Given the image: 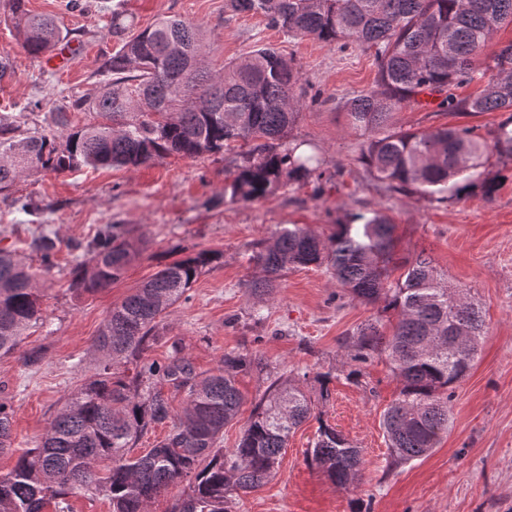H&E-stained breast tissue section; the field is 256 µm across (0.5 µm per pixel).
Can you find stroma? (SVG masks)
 <instances>
[{
	"instance_id": "35a3bbf8",
	"label": "stroma",
	"mask_w": 512,
	"mask_h": 512,
	"mask_svg": "<svg viewBox=\"0 0 512 512\" xmlns=\"http://www.w3.org/2000/svg\"><path fill=\"white\" fill-rule=\"evenodd\" d=\"M83 2L78 10L70 9L69 0L28 4L68 30L77 51L62 70L29 56L12 27L0 23V60L9 64L0 78V108L20 112L34 104L44 117L74 98L97 94L104 83L102 55L116 48L108 35L113 8L126 13L134 34L159 17L178 15L205 30L214 72L268 46L321 91L324 104L304 105L289 139L324 160L330 179L319 198L311 187L288 186L251 203H232L224 199V181L236 156L224 153L197 160L173 155L134 171L39 173L20 180L15 194L31 197L40 215L31 219L0 199V248L26 254L41 223L56 232L59 252L56 267L41 282L44 321L23 342L42 351L41 364L26 366L16 355L0 358V403L13 411L12 447L0 454V477L22 449L40 442L66 398L93 378L99 360L94 339L112 308L171 262L180 246L217 250L222 257L198 277L188 300L166 313L165 337L150 346L148 358L165 361L176 340L201 372L215 371L228 353H247L264 365L239 378L245 402L224 428V447L236 445L271 377L294 380L315 402L312 419L289 439L277 475L236 496L232 512H512V168L490 155L485 172L498 179L499 189L489 201L477 194L464 202H439L390 191L358 162L363 138L342 112L344 101L373 86L372 52L289 38L260 16L225 11L224 0ZM503 118L498 111L450 115L417 108L395 116L405 130L461 125L485 137ZM374 211L395 226L397 261L429 255L450 283L469 289L488 329L473 366L454 389L450 432L429 455L398 465L390 460L380 420L399 383L382 357L364 364L360 378H349L344 347L357 327L381 315L382 303L360 301L314 265L288 270L263 301L247 288L260 275L249 260L254 243L291 224L325 236L350 215ZM107 224L127 225L140 253L112 288L77 295L69 283L85 259L80 245ZM323 374L330 377L325 398ZM322 420L361 448L357 487H338L309 464L307 450Z\"/></svg>"
}]
</instances>
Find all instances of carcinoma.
Wrapping results in <instances>:
<instances>
[{"label":"carcinoma","mask_w":512,"mask_h":512,"mask_svg":"<svg viewBox=\"0 0 512 512\" xmlns=\"http://www.w3.org/2000/svg\"><path fill=\"white\" fill-rule=\"evenodd\" d=\"M7 2V21L30 56H49L68 39L53 18L32 13L28 0ZM224 9L258 14L291 37L374 50V86L347 99L343 110L365 137L358 161L388 189L457 201L476 188L486 199L496 192L495 180L478 169L491 151L502 164L512 162V41L490 53L487 48L512 25V0H224ZM128 29L125 14L112 9L110 35L118 49L104 55L105 84L96 96L69 105V112H93L100 121L79 126L68 112H53L55 130L46 133L30 126L28 114L0 112L1 194L41 172L136 170L169 155L200 159L234 150L239 164L224 185L231 202L259 200L286 184L313 182L318 190L329 180L319 160L286 145L306 95L291 61L261 46L224 65L218 77L206 71L198 24L169 15L133 36ZM171 42L184 52L166 51ZM484 78L478 95L456 94ZM433 104L457 115L509 116L490 142L470 127H396L398 112ZM394 230L378 211L352 216L325 239L297 225L284 227L252 248L261 276L248 288L269 296L288 270L324 265L352 296L382 300L384 311L396 314L388 333L380 317L357 328L348 377L359 378L376 355L390 359L400 391L380 426L391 459L404 464L429 454L448 433V402L487 329L477 304L463 289L448 287L431 258L418 255L391 279ZM56 248V238L42 227L27 242L38 267L0 249V357L19 351L26 331L42 320L40 280L55 267ZM84 249L87 259L70 283L83 294L112 287L139 254L121 224L99 228ZM220 258L199 250L168 263L112 308L96 338L102 358L95 378L67 397L41 443L23 450L0 478V512H44L51 501L56 512H71L66 496L79 488L107 492L112 512H149L156 497L184 480L189 492L171 512H230L233 495L255 491L276 475L290 435L313 411L300 387L271 379L235 447L224 450V425L243 402L237 377L260 363L230 353L204 375L176 341L167 362L143 358L160 338L162 314L188 299L199 275ZM121 363L134 366L132 376L113 371ZM166 385L185 393L181 410L165 396ZM166 424L168 433L153 448L130 455L144 434ZM11 439L12 413L0 403V448ZM307 458L338 487L362 479L361 450L323 421ZM105 460L112 466L100 477Z\"/></svg>","instance_id":"obj_1"}]
</instances>
